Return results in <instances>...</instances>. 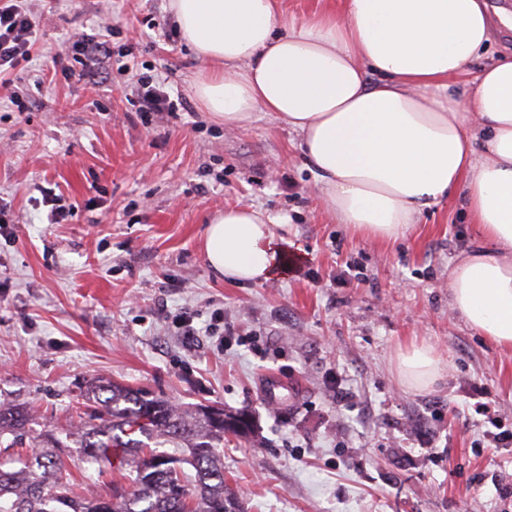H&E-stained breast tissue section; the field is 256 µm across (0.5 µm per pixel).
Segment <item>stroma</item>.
<instances>
[{
    "label": "stroma",
    "instance_id": "obj_1",
    "mask_svg": "<svg viewBox=\"0 0 512 512\" xmlns=\"http://www.w3.org/2000/svg\"><path fill=\"white\" fill-rule=\"evenodd\" d=\"M165 5L28 4L36 44L0 88V403L76 431L80 391L114 379L246 411L251 433L223 448L246 512H512V446L483 437L490 418L512 431V352L448 306L449 273L476 238L461 198L395 242L354 234L318 203L283 120L258 112L227 129L203 111L191 84L204 63ZM104 32L108 80L65 73L63 50ZM149 76L185 110L142 112ZM232 205L274 218L301 273L247 286L215 273L202 239ZM219 319L232 336L212 334ZM421 342L448 367L418 390L394 359Z\"/></svg>",
    "mask_w": 512,
    "mask_h": 512
}]
</instances>
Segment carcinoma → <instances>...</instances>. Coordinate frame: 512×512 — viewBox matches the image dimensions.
Wrapping results in <instances>:
<instances>
[{
	"label": "carcinoma",
	"mask_w": 512,
	"mask_h": 512,
	"mask_svg": "<svg viewBox=\"0 0 512 512\" xmlns=\"http://www.w3.org/2000/svg\"><path fill=\"white\" fill-rule=\"evenodd\" d=\"M82 406L89 422L74 436L39 425L24 403L0 404V438L12 436V453L0 461V512H242L224 484L220 448L227 430L250 433L245 414L221 408L216 420L200 404L181 406L103 380L88 386ZM26 437L29 449H17ZM166 444L181 455L160 451ZM75 450L100 474L118 459L130 485L114 481L108 495L77 490L69 470ZM185 464L195 471L191 491Z\"/></svg>",
	"instance_id": "cac0c4a2"
}]
</instances>
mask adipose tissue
Returning a JSON list of instances; mask_svg holds the SVG:
<instances>
[{
	"label": "adipose tissue",
	"instance_id": "1",
	"mask_svg": "<svg viewBox=\"0 0 512 512\" xmlns=\"http://www.w3.org/2000/svg\"><path fill=\"white\" fill-rule=\"evenodd\" d=\"M280 0H167L210 68L193 82L225 128L276 113L303 139L327 210L388 243L425 208L461 195L478 243L450 272L449 307L512 351V56L477 72L491 41L485 0H344L281 27ZM269 214L231 207L205 230L211 268L241 284L282 269ZM427 345L397 355L408 387L439 377Z\"/></svg>",
	"mask_w": 512,
	"mask_h": 512
}]
</instances>
